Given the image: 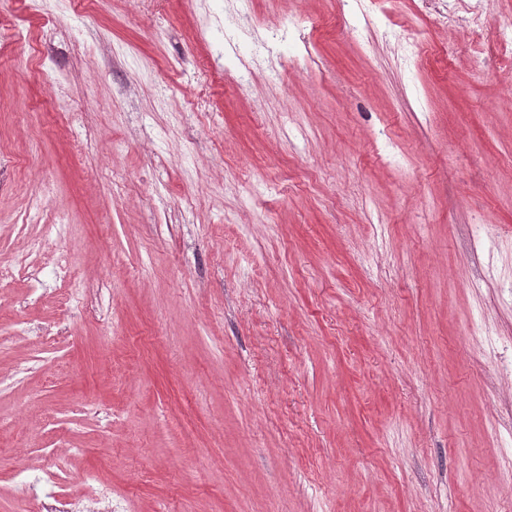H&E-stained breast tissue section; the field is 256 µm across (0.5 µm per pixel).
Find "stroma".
<instances>
[{
  "instance_id": "obj_1",
  "label": "stroma",
  "mask_w": 512,
  "mask_h": 512,
  "mask_svg": "<svg viewBox=\"0 0 512 512\" xmlns=\"http://www.w3.org/2000/svg\"><path fill=\"white\" fill-rule=\"evenodd\" d=\"M433 12L0 7V512H512V0ZM22 473H26L24 482L33 499L40 505L41 512H74L73 504L57 495L58 492L55 490L57 472L55 470L44 464L33 463Z\"/></svg>"
}]
</instances>
